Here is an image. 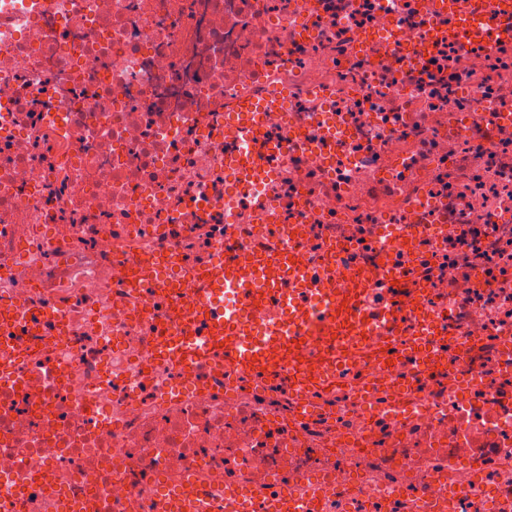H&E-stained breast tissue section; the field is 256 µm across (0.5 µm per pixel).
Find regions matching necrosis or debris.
<instances>
[{"instance_id": "4bbe7bcc", "label": "necrosis or debris", "mask_w": 512, "mask_h": 512, "mask_svg": "<svg viewBox=\"0 0 512 512\" xmlns=\"http://www.w3.org/2000/svg\"><path fill=\"white\" fill-rule=\"evenodd\" d=\"M289 250L364 286L354 348L163 355L204 271ZM187 483L512 512V0H0V512Z\"/></svg>"}]
</instances>
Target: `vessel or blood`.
Returning <instances> with one entry per match:
<instances>
[{
	"instance_id": "vessel-or-blood-1",
	"label": "vessel or blood",
	"mask_w": 512,
	"mask_h": 512,
	"mask_svg": "<svg viewBox=\"0 0 512 512\" xmlns=\"http://www.w3.org/2000/svg\"><path fill=\"white\" fill-rule=\"evenodd\" d=\"M312 278V271L294 251L257 253L247 270L233 263L218 266L207 273V288L191 307L193 316L205 324L204 340L180 338L167 343L164 350L187 363L220 346L240 368L266 373L296 364L319 344L321 335L334 331L337 320L347 321L348 335H359L364 324L353 315V295L343 289L327 283L318 290L317 306L299 302V294ZM232 295L271 301V321L253 326L241 307L228 304ZM226 497L229 512H255L260 504L266 512H297L295 503L276 489L230 490ZM164 509L205 512V504L195 492H178L165 499Z\"/></svg>"
}]
</instances>
